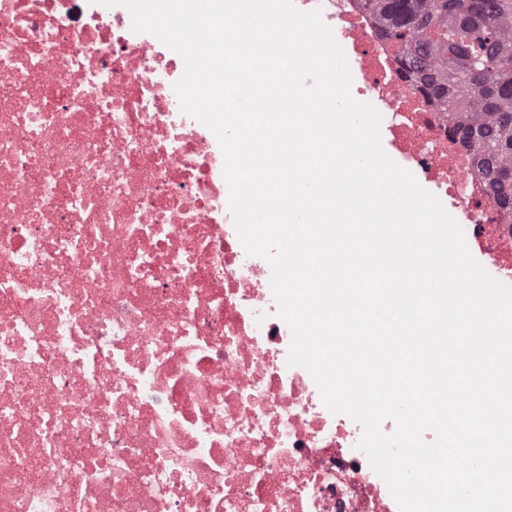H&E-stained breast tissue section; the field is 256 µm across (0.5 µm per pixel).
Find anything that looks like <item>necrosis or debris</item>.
Returning a JSON list of instances; mask_svg holds the SVG:
<instances>
[{
  "mask_svg": "<svg viewBox=\"0 0 512 512\" xmlns=\"http://www.w3.org/2000/svg\"><path fill=\"white\" fill-rule=\"evenodd\" d=\"M321 10L352 96L512 282V217L363 0ZM0 0V512H391L363 430L287 364L179 54L121 6Z\"/></svg>",
  "mask_w": 512,
  "mask_h": 512,
  "instance_id": "4bbe7bcc",
  "label": "necrosis or debris"
}]
</instances>
